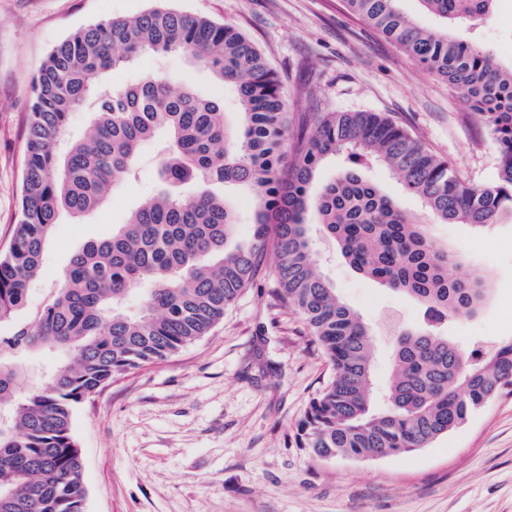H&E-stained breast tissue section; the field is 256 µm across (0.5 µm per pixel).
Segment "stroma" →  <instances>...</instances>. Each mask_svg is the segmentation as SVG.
I'll list each match as a JSON object with an SVG mask.
<instances>
[{
    "instance_id": "stroma-1",
    "label": "stroma",
    "mask_w": 512,
    "mask_h": 512,
    "mask_svg": "<svg viewBox=\"0 0 512 512\" xmlns=\"http://www.w3.org/2000/svg\"><path fill=\"white\" fill-rule=\"evenodd\" d=\"M154 0H0V252L18 213L31 83L48 53L69 35L108 18L148 10ZM177 9L244 32L278 73L289 99L309 112L388 113L474 185L492 180L498 153L485 128L447 82L424 71L343 0H172ZM464 37L512 63V0ZM188 79L224 105L234 95L182 53L149 54L114 83L140 72ZM136 180L108 192L80 220L62 217L43 255L18 322L29 320L87 240L124 223L158 186L153 144ZM420 222L433 242L460 252L486 274L479 316L449 322L450 339L470 351L512 339V223L440 224L406 194L384 164L362 168ZM235 211L233 243L251 239L253 193L220 185ZM320 272L374 335L373 380L385 388L397 331L425 325L421 306L355 273L318 227H310ZM259 277L209 336L167 360L131 370L81 404L73 432L84 461L86 512H512V395H501L431 447L379 459H321L299 448L296 427L331 366L300 317Z\"/></svg>"
}]
</instances>
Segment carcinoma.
I'll list each match as a JSON object with an SVG mask.
<instances>
[{"instance_id":"1","label":"carcinoma","mask_w":512,"mask_h":512,"mask_svg":"<svg viewBox=\"0 0 512 512\" xmlns=\"http://www.w3.org/2000/svg\"><path fill=\"white\" fill-rule=\"evenodd\" d=\"M101 20L55 46L32 81L21 207L0 255V324L11 322L42 276L54 225L81 219L109 189L136 174L142 145L157 137L163 191L127 221L76 250L31 319L0 335V512H85L76 408L132 369L164 361L208 335L267 267L277 297L305 322L333 375L298 425V445L319 458L374 459L429 447L488 401L512 393V341L474 358L439 328L481 310L486 279L436 246L427 225L360 174L386 164L443 224L512 219V65L454 34L488 19L495 0H421L445 22L430 33L398 0H344L347 9L448 83L496 146V176L472 185L380 112H305L290 107L276 73L232 27L165 5ZM180 52L232 88L241 121L185 79L172 89L144 73L122 85L109 74L146 53ZM90 115L82 138L65 137L72 113ZM345 153L343 169L314 196L319 163ZM253 191L251 242L227 248L235 219L214 185ZM313 213L358 273L415 298L428 328L395 339L383 407L374 404L371 332L316 269L306 216ZM140 293L138 308L128 298ZM57 364L34 378L28 356Z\"/></svg>"}]
</instances>
